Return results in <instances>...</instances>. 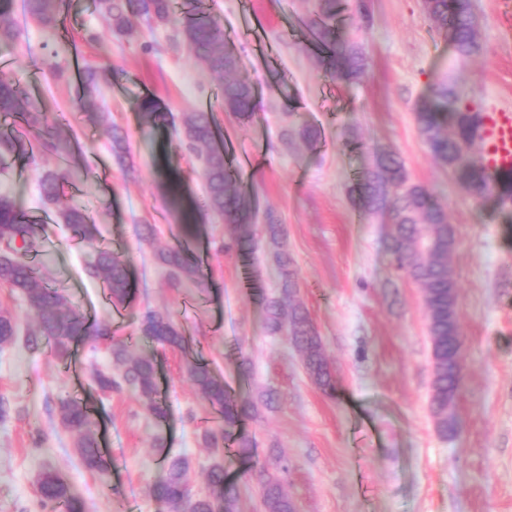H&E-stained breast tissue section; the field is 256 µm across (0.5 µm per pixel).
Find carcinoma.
Here are the masks:
<instances>
[{
    "label": "carcinoma",
    "mask_w": 512,
    "mask_h": 512,
    "mask_svg": "<svg viewBox=\"0 0 512 512\" xmlns=\"http://www.w3.org/2000/svg\"><path fill=\"white\" fill-rule=\"evenodd\" d=\"M424 6L435 29L448 35L458 55L472 57L480 51L472 0H424ZM67 7L68 0H22L26 19L49 29L56 26L58 17ZM96 8L112 31L128 38L137 34L131 24L134 15H144L159 23H167L176 15L174 0H96ZM15 9L16 0H0L1 43L7 44L16 37ZM304 25L309 45L325 73L339 83L358 81L366 69L367 59L359 48L337 32L336 0H316ZM179 36L198 65L224 77V111L242 120L252 119L256 110L253 85L235 76L240 58L224 44L217 22L201 8L200 0H187L180 18ZM29 107L31 103L19 83L1 74L0 114L34 121L36 117L29 112ZM138 110L147 125L164 118L153 95L143 96ZM416 121L434 158L444 166L459 169L468 189L480 195L494 191L501 202L512 201V172L498 175L489 187L483 169L466 162L464 146L478 138L477 115L462 104L454 85L437 83L432 94L416 106ZM216 134L211 110L192 112L184 122L182 144L197 154L203 164L206 199L200 210L224 220L241 256L249 258L263 244L270 243L275 248L278 266L285 268L287 258L282 251L279 226L269 217L267 235H255L252 226L257 219L256 208L242 193L239 172L224 145L217 143ZM35 148L58 158L69 153L67 145L49 131L38 135ZM24 151L26 144L22 136L0 135V160ZM70 176L69 169L45 172L39 179L42 199L57 201ZM350 195L354 205L365 212H389L398 266L424 290L434 360L430 407L438 433L452 438L457 428L455 401L462 387L458 375L462 336L456 306L457 285L448 269V252L453 243L448 213L427 188L409 183L403 162L389 153L381 155L376 167L353 184ZM62 220L74 238L95 246L94 262L88 273L103 280L112 305L129 304L134 282L128 266L121 256L102 243L98 225L79 206L64 210ZM45 232V225L20 211L9 195L0 194V281L20 293L35 315V325L22 337L16 318L9 311L0 310V347L12 346L21 339L26 347L33 348L43 338L53 344L55 355L64 359L70 356L71 346L86 339L89 331L109 337L111 329L106 324L90 326L62 290L45 284L44 274L32 257ZM159 258L178 280L202 278L199 260L184 246L162 252ZM282 277L279 290L268 294L262 288L259 269L251 267L248 285L262 308L264 328L272 336L283 335L289 339L300 352L314 383L326 397L333 398L336 377L324 355L320 336L307 312L294 302L295 290L290 276L284 271ZM140 332L162 346L181 352L188 379L221 420L219 429L207 428L203 433L212 456L206 475L208 492L199 496L190 494L188 461L175 456L167 460L151 487L152 496L162 501L168 512H239L238 484L228 477L226 463L232 456L252 457L255 443L240 432V427L245 420L258 416L257 405L230 394L224 379L199 357L191 340L168 317L157 312L144 314ZM110 351L115 371L95 370L92 374L95 386L103 392L134 390L147 415L164 421L167 413L158 398L154 358L132 354L127 342L120 339L112 340ZM57 414L60 424L73 438L84 469L91 474L107 469L111 461L99 447L93 411L79 399L64 398L58 402ZM38 492L49 512H56L59 506L63 512H85L84 501L74 495L66 480L56 473L43 474ZM261 507L264 512H295L294 502L285 492L279 474L268 473L262 481Z\"/></svg>",
    "instance_id": "obj_1"
}]
</instances>
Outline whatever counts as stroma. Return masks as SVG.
I'll return each mask as SVG.
<instances>
[{
    "mask_svg": "<svg viewBox=\"0 0 512 512\" xmlns=\"http://www.w3.org/2000/svg\"><path fill=\"white\" fill-rule=\"evenodd\" d=\"M367 2L365 18L355 0L337 2V27L368 61L359 82L340 84L307 45L303 20L312 0H203L254 86L250 121L222 109L223 78L195 63L174 24L136 16L137 38L117 35L95 0H70L54 30L14 17L18 36L0 46V58L9 59L38 120L26 128L0 115V132L50 128L77 141L81 153L56 203L41 201L38 178L57 160L38 153L6 157L0 193L47 224L49 236L34 252L46 284L64 288L90 323H109L111 339L154 356L167 418L146 417L133 391L111 395L91 384L93 368L111 366V339L89 337L64 361L46 343L0 350V394L10 406L0 418V512H43L37 482L49 469L65 477L86 512H168L149 489L175 455L189 461L192 494L206 492L211 455L202 430L219 420L185 376L182 354L141 335L150 311L191 337L231 392L276 397L274 409L244 425L255 442L251 461L228 464L242 486L240 512H259L262 469L282 472L298 512H512V203L467 190L459 171L435 160L415 119L418 102L442 79L478 111L512 113V0H472L481 52L468 59L456 58L433 29L423 0ZM107 64L112 74L89 111H72L83 68ZM148 93L170 115L153 127L136 107ZM206 107L261 213L254 232L263 234L268 211L282 230L294 299L321 338L335 397L318 389L295 349L268 335L223 221L197 210L202 162L183 149L179 125ZM110 122L127 135V163L112 152ZM303 126L318 130L315 145L298 137ZM384 151L434 194L454 230L448 265L458 287L463 384L460 430L451 439L438 433L430 408L434 362L423 291L397 264L388 212H362L350 197ZM70 205L88 211L129 266L135 290L122 313L102 280L84 272L91 249L60 217ZM146 224L156 228L149 243L140 239ZM182 224L200 225V235L180 236ZM179 240L199 255L201 282L173 281L159 261ZM63 397L95 409L112 457L106 472L82 467L57 417Z\"/></svg>",
    "mask_w": 512,
    "mask_h": 512,
    "instance_id": "obj_1",
    "label": "stroma"
}]
</instances>
